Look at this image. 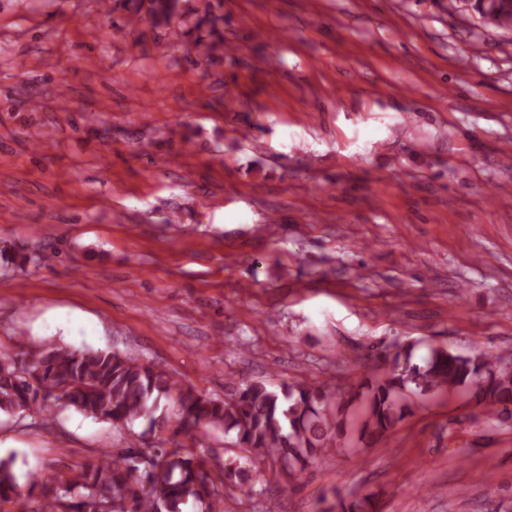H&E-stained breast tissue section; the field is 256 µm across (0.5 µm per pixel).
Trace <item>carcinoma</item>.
<instances>
[{"mask_svg":"<svg viewBox=\"0 0 512 512\" xmlns=\"http://www.w3.org/2000/svg\"><path fill=\"white\" fill-rule=\"evenodd\" d=\"M179 0H148L146 14L136 19L170 22L178 16ZM483 10L502 17L512 27L509 0H485ZM224 16L206 11L195 28H208L194 47L212 52L224 44ZM51 256L34 251L18 266L39 268ZM418 342L394 345L384 361L372 367L359 390L338 393L327 382L318 385L283 381H244L224 400L199 393L170 372L142 364L112 351H80L56 344L30 345L14 355L0 353V414H38L49 403L73 408L95 420L116 423L145 421L150 431L177 423L174 433L197 427L234 436L244 455L224 462L223 480L216 481L204 460L186 445L153 448L144 461L139 454H121L112 463L74 468L44 482L30 478L21 485L15 456L0 457V502L18 499L23 487H50L40 512H223L224 492L258 493L259 461L270 460L297 480L305 467L319 459L335 441L357 424V442L366 447L386 443L388 432L409 412L407 395L427 397L466 392L489 418L512 417V357L464 355L445 346H430L415 359ZM370 497L336 495L321 512H366Z\"/></svg>","mask_w":512,"mask_h":512,"instance_id":"obj_1","label":"carcinoma"}]
</instances>
